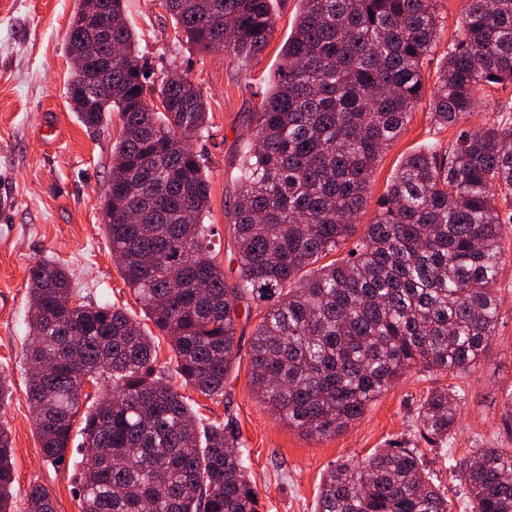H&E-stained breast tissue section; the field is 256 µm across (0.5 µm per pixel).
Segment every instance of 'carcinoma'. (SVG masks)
<instances>
[{
    "label": "carcinoma",
    "mask_w": 512,
    "mask_h": 512,
    "mask_svg": "<svg viewBox=\"0 0 512 512\" xmlns=\"http://www.w3.org/2000/svg\"><path fill=\"white\" fill-rule=\"evenodd\" d=\"M284 64L253 113L233 204L234 281L203 224L207 159L184 140L207 130L209 112L185 74L158 76L134 54L123 0L112 13V89L69 85L89 132L117 113L104 230L119 272L145 316L168 339L174 373L217 402L240 356L239 307L262 310L248 356L253 390L288 424L328 437L360 418L405 372L466 371L496 336L504 264L501 226L512 223V123L461 130L453 144L413 150L347 254L321 265L352 236L385 148L429 97L430 120L455 125L486 89L512 83V0H463L459 38L437 80L422 67L440 36L437 0H300ZM272 0H161L187 43L248 63L274 32ZM101 40L75 12L71 59ZM160 88L163 109L144 97ZM27 397L43 457L65 460L75 424L81 512H260L246 443L229 424L202 425L158 365L153 335L109 304L74 296L65 265L29 271ZM110 384L82 410L83 387ZM458 399L433 388L417 420L444 444ZM12 441L0 424V512H11ZM468 489L456 507L406 448L328 471L316 512H512V451L473 448L453 465ZM27 512H55L31 487Z\"/></svg>",
    "instance_id": "carcinoma-1"
}]
</instances>
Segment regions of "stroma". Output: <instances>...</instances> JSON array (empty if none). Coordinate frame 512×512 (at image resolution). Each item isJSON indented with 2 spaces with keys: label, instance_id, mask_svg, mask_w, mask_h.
Listing matches in <instances>:
<instances>
[{
  "label": "stroma",
  "instance_id": "35a3bbf8",
  "mask_svg": "<svg viewBox=\"0 0 512 512\" xmlns=\"http://www.w3.org/2000/svg\"><path fill=\"white\" fill-rule=\"evenodd\" d=\"M437 4L441 37L423 64L429 88L462 26V0ZM75 5L76 0H0V369L12 382V394L0 407V424L10 430L13 441V512H26L27 494L34 485L50 491L55 512H80L74 471L84 455L78 434L62 464L43 459L37 442L24 358L30 267L53 258L69 267L84 303L115 304L145 329L153 327L125 286L101 230L100 199L112 175L120 122L109 121L97 135H90L67 99L74 67L66 34ZM272 6L274 33L259 58L247 65L227 51L187 45L160 0H124L143 62L158 73L187 74L207 102L210 127L193 138L192 146L208 158L210 199L204 222L228 271L237 266L228 227L240 159L251 139V117L267 79L283 63L281 48L301 9L300 0H273ZM428 110L427 103H419L401 136L384 150L372 175L371 193L357 217L354 239H361L372 223L403 157L422 145L445 147L456 139L458 127L435 128ZM501 233L505 260L497 282L500 319L476 367L454 373L408 371L335 435H308L265 407L252 390L247 358L233 365L224 399L218 403L173 380V387L200 418L238 427L261 512H315L331 466L359 462L394 446L421 453L441 489L455 501L462 484L449 467L451 460L473 448H512V408L504 397L512 386V223L503 225ZM435 387L448 388L461 399L456 426L442 449L421 436L417 421L423 399Z\"/></svg>",
  "mask_w": 512,
  "mask_h": 512
}]
</instances>
